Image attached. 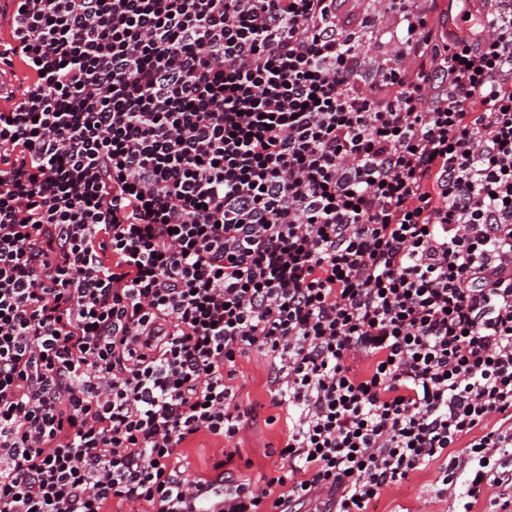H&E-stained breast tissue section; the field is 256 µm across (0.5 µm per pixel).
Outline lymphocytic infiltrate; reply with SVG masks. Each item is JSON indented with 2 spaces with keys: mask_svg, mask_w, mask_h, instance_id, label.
Returning a JSON list of instances; mask_svg holds the SVG:
<instances>
[{
  "mask_svg": "<svg viewBox=\"0 0 512 512\" xmlns=\"http://www.w3.org/2000/svg\"><path fill=\"white\" fill-rule=\"evenodd\" d=\"M460 2L13 0L0 512H512V0ZM240 369L244 372V386L238 392L239 402L244 407L257 406L258 418L252 427L242 434L239 443L242 460H237L240 474L251 482L256 489L265 487V479L270 471L279 464L277 454L267 457L266 453L272 448H263L264 443H271L276 448L282 445L285 438L282 420L273 424H267L269 416H277V408H273L268 392V364L258 354H250L248 358L239 362ZM251 460L250 467H244V462ZM186 448L188 455L187 461L189 462L186 474L190 477L208 473V469L211 467V449L212 443L206 445V448H199V443L194 441L189 443ZM437 476V465L421 471L401 494L385 492L370 512H448V503L436 499L432 491Z\"/></svg>",
  "mask_w": 512,
  "mask_h": 512,
  "instance_id": "1",
  "label": "lymphocytic infiltrate"
}]
</instances>
